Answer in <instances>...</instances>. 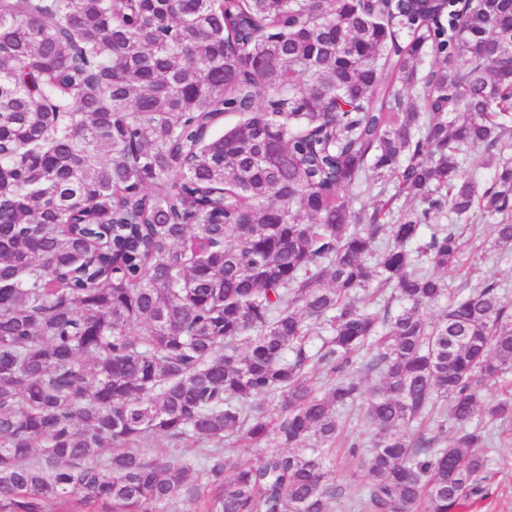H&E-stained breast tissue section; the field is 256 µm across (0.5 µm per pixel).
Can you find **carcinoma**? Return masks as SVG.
I'll return each mask as SVG.
<instances>
[{
  "instance_id": "obj_1",
  "label": "carcinoma",
  "mask_w": 512,
  "mask_h": 512,
  "mask_svg": "<svg viewBox=\"0 0 512 512\" xmlns=\"http://www.w3.org/2000/svg\"><path fill=\"white\" fill-rule=\"evenodd\" d=\"M460 224L512 250V0H0V512H332L351 415L349 512H467L512 300ZM498 252L490 251L485 254L479 252L474 258L469 257L461 270L439 271L438 275L452 288L465 281L475 285L492 275L499 279L507 296L512 298V251L501 258L496 255ZM340 454L343 457L344 463L336 471V482L346 488V497L365 483L367 475L359 463V458L362 456L361 453L352 457L348 453V448H342Z\"/></svg>"
}]
</instances>
